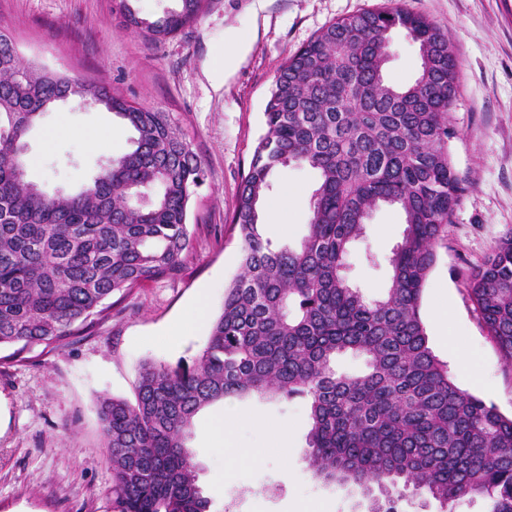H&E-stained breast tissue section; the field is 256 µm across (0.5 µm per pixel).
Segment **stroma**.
<instances>
[{
	"label": "stroma",
	"mask_w": 512,
	"mask_h": 512,
	"mask_svg": "<svg viewBox=\"0 0 512 512\" xmlns=\"http://www.w3.org/2000/svg\"><path fill=\"white\" fill-rule=\"evenodd\" d=\"M383 0H208L197 22L151 41L127 29L116 0H0L7 26L27 60L104 83L127 101L170 113L205 170L188 212L191 250L174 277L134 290L111 315L64 345L0 349V512H112V467L97 412L102 397L133 399L143 363L176 365L204 347L210 324L187 335L176 328L200 293L219 315L226 288L240 271L242 243L231 224L242 178L265 135L264 109L289 57L331 21L373 9ZM446 33L457 59V92L448 144L465 191L436 251L421 300L429 342L461 389L512 416L508 365L470 300L466 283L497 240L512 229V0H398ZM237 66L220 72L224 54ZM418 50L394 33L386 76L412 81ZM112 129L111 151L86 149L80 129ZM132 135L104 109L72 97L46 112L26 143L27 177L44 192L87 184ZM314 170H277L263 212L265 237L296 245L306 233ZM402 232V215L375 210L352 249L347 275L371 296L386 286V263ZM380 265L369 264L366 252ZM448 314L439 332L434 315ZM236 419L230 448L204 432L210 410L195 418L188 442L201 467L211 512H367L350 484H325L306 469L308 407L300 398H229ZM266 421L251 426L252 417ZM287 426L280 438L279 426ZM258 448L259 462L241 450ZM290 466H283V457Z\"/></svg>",
	"instance_id": "35a3bbf8"
}]
</instances>
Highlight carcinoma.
<instances>
[{"instance_id":"cac0c4a2","label":"carcinoma","mask_w":512,"mask_h":512,"mask_svg":"<svg viewBox=\"0 0 512 512\" xmlns=\"http://www.w3.org/2000/svg\"><path fill=\"white\" fill-rule=\"evenodd\" d=\"M206 0L153 18L119 0L126 27L151 41L195 22ZM418 47L416 78L385 77L393 32ZM457 61L446 34L397 3L324 26L280 69L267 132L243 177L232 224L241 272L226 288L205 348L189 363L147 362L135 399L104 397L99 416L112 462L113 512H209L187 446L196 415L226 398L305 400L311 475L353 482L371 512L406 496L456 512L480 498L512 512V418L461 389L429 345L420 315L436 247L464 191L448 142ZM66 95L94 100L135 136L78 191L21 184L15 146ZM315 170L312 215L299 245L263 237L273 172ZM204 169L168 112L106 86L25 65L0 26V347L22 352L80 334L144 284L179 273L190 250L189 203ZM402 211L382 295L345 275L372 212ZM469 297L512 365V230L473 269ZM346 354L365 370L343 371Z\"/></svg>"}]
</instances>
